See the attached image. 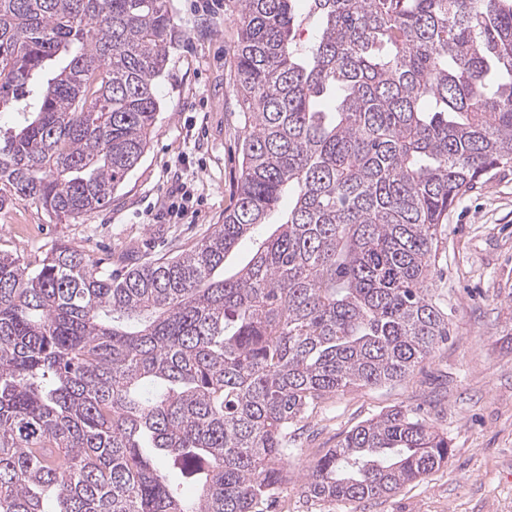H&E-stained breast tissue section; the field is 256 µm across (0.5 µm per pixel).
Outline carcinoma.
<instances>
[{
    "instance_id": "carcinoma-1",
    "label": "carcinoma",
    "mask_w": 512,
    "mask_h": 512,
    "mask_svg": "<svg viewBox=\"0 0 512 512\" xmlns=\"http://www.w3.org/2000/svg\"><path fill=\"white\" fill-rule=\"evenodd\" d=\"M237 3L224 223L120 270L66 245L34 269L0 253V512H264L308 412L448 340L428 280L448 209L512 162V0H307L308 44L295 0ZM176 39L167 0H0V105L22 113L0 136V205L23 196L62 221L108 203L152 138ZM449 455L392 409L304 487L386 497ZM275 224H260L253 233L240 241L225 261V275L230 276L241 266L248 262L255 252L258 244L266 238L275 228Z\"/></svg>"
}]
</instances>
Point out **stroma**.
I'll return each instance as SVG.
<instances>
[{
    "mask_svg": "<svg viewBox=\"0 0 512 512\" xmlns=\"http://www.w3.org/2000/svg\"><path fill=\"white\" fill-rule=\"evenodd\" d=\"M180 34L156 86L155 132L139 164L93 214L68 221L31 200L0 205V252L34 265L59 245L92 259L175 255L224 221L241 166L230 65L233 0L201 11L168 0ZM450 338L403 380L341 391L302 423L273 512H512V165L491 169L448 211L428 283ZM400 408L447 435V465L390 496L307 497L308 466L354 427Z\"/></svg>",
    "mask_w": 512,
    "mask_h": 512,
    "instance_id": "stroma-1",
    "label": "stroma"
}]
</instances>
